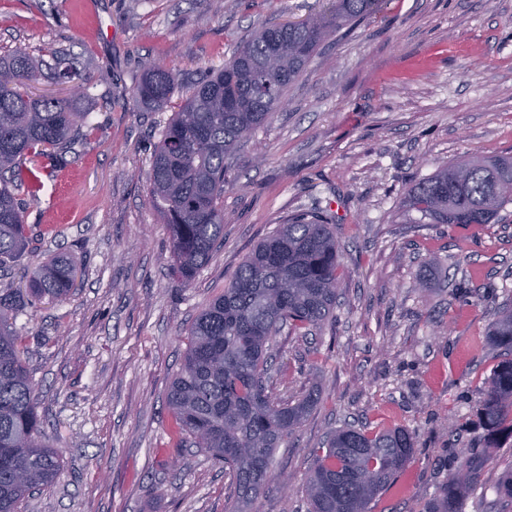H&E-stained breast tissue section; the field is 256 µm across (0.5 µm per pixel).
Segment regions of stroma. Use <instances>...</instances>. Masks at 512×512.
I'll return each mask as SVG.
<instances>
[{
	"label": "stroma",
	"instance_id": "1",
	"mask_svg": "<svg viewBox=\"0 0 512 512\" xmlns=\"http://www.w3.org/2000/svg\"><path fill=\"white\" fill-rule=\"evenodd\" d=\"M331 0H0V55L70 51L89 79V128L23 205L29 245L0 263L27 290L59 254L72 294L34 299L15 322L59 481L22 512H229L235 489L201 449L170 463L166 389L187 333L257 241L289 216L328 214L345 267L328 321L279 336L271 392L318 402L276 449L250 512H308L314 450L347 425L405 427L407 469L372 512H422L448 451L477 441L478 401L502 358L486 339L512 302V205L496 224H406L407 190L444 162L512 154V0H380L288 89V107L231 156L224 242L191 284L173 271L170 227L150 205L162 131L202 78L262 27ZM173 70L167 104L138 101L146 64ZM512 448L492 452L462 512H512L496 493Z\"/></svg>",
	"mask_w": 512,
	"mask_h": 512
}]
</instances>
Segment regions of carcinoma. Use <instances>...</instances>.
Returning a JSON list of instances; mask_svg holds the SVG:
<instances>
[{"mask_svg":"<svg viewBox=\"0 0 512 512\" xmlns=\"http://www.w3.org/2000/svg\"><path fill=\"white\" fill-rule=\"evenodd\" d=\"M378 0H332L331 8L297 23L260 29L224 68L198 82L163 131L150 169L151 203L169 224L175 272L192 282L224 241L225 163L247 137L285 104L320 45ZM45 70L77 76L62 51L34 59L18 47L0 56V262L28 246L19 193L43 189L41 169L54 165L84 136L86 79L71 97L34 96L30 82ZM177 77L155 64L144 68L134 96L162 105ZM512 204V155L473 157L439 166L412 185L402 201L417 224H492ZM342 254L334 225L296 214L254 246L224 291L199 312L188 330L181 370L167 391L175 449L191 444L224 466L235 485L231 512H247L271 478L276 448L308 415L316 397L275 400L268 394L272 352L283 332L322 325L336 305ZM77 261L58 255L33 276L29 295L0 289V512H20L39 486L55 483L61 464L38 430L37 402L19 355L14 329L28 297L65 300ZM507 358L495 368L478 406L483 443L450 452L451 473L426 512H461L464 493L493 448L512 443V304L487 332ZM415 435L406 428L345 427L314 451L305 488L312 512H371L370 504L411 463Z\"/></svg>","mask_w":512,"mask_h":512,"instance_id":"cac0c4a2","label":"carcinoma"}]
</instances>
